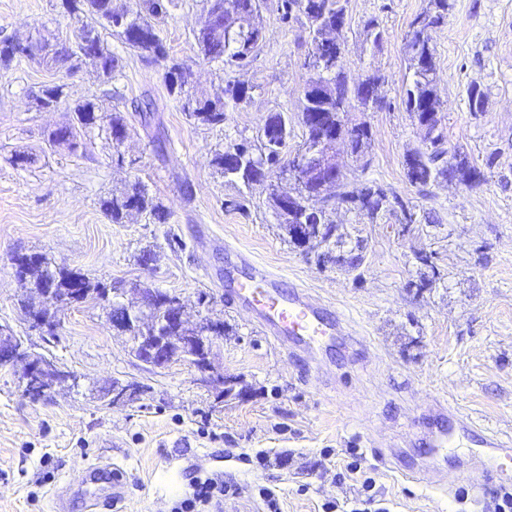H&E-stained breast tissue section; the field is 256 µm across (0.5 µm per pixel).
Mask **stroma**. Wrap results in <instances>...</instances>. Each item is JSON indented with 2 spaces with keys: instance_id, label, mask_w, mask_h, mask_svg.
<instances>
[{
  "instance_id": "35a3bbf8",
  "label": "stroma",
  "mask_w": 512,
  "mask_h": 512,
  "mask_svg": "<svg viewBox=\"0 0 512 512\" xmlns=\"http://www.w3.org/2000/svg\"><path fill=\"white\" fill-rule=\"evenodd\" d=\"M450 4L432 33L437 92L446 148L467 154L483 173L471 187L442 180L421 188L407 176L406 157L423 132L402 103L404 45L427 0L346 4L349 83L375 71L385 77L382 107L345 115L347 125L364 122L372 133L365 160L346 158L347 181L396 192L418 216L405 227L397 213L372 222L337 205L334 221L348 246L360 248L355 270L336 265V247L306 252L289 243L263 188L246 210L229 208L238 187L213 163L226 146L256 141L272 112L295 121L289 148L302 140L296 118L310 76L307 33L285 17L284 0H266L260 48L232 68L196 53L203 0H169L160 35L198 89L220 96L234 80L254 89L249 104L227 107L220 127L183 112L168 92L165 63H145L113 37L108 44L122 64L113 96H104L107 86L89 67L69 74L21 59L0 77V324L82 377L51 401L33 402L17 370L0 367V512H55L57 492L101 459L125 483L114 512H171L205 477L238 486L224 499L234 512H268L262 487L275 491L282 512H322L329 501L337 512H354L369 496L378 512H490L495 486L462 502L449 495L465 485L456 459L440 460L445 484L435 487L403 478L379 455L389 446L416 455L436 438L439 426L426 412L434 397L512 438V0ZM372 20L385 33L377 48L366 37ZM72 27L60 0H0V38L38 32L61 43ZM54 82L67 84L71 98L118 108L129 132L123 144L95 133L85 154L50 146V132L72 115L36 111L30 93ZM475 84L486 93L476 114L468 101ZM145 98L155 105L147 116L135 110ZM134 180L162 203L166 220L143 214L115 224L103 214L101 198ZM146 250L155 255L147 266L139 261ZM30 253L107 286L176 293L189 316L224 320L215 363L249 397L226 398L213 410L214 391L192 367L154 370L138 361L98 304L59 311L55 336L28 331L21 302L33 289L14 259ZM422 254L430 265L419 263ZM255 263L340 311L358 344L324 352L315 365L290 358L224 294L225 272L242 279ZM113 380L149 391L138 403L108 408L92 393ZM353 450L375 480L371 491L344 470Z\"/></svg>"
}]
</instances>
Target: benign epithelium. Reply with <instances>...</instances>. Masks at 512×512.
<instances>
[{"instance_id": "7a95c632", "label": "benign epithelium", "mask_w": 512, "mask_h": 512, "mask_svg": "<svg viewBox=\"0 0 512 512\" xmlns=\"http://www.w3.org/2000/svg\"><path fill=\"white\" fill-rule=\"evenodd\" d=\"M343 133L326 141H318L308 149L281 161L280 178L304 182L314 180L316 191L309 201L326 204L333 199L330 189L343 178V169L336 159L337 146L343 144L352 150V142L360 126H342ZM39 293L54 300L52 308L39 307L37 312L26 311L27 329L41 335H52L59 325L57 312L62 302L53 288H42ZM104 303L109 310V321L114 330L130 335L132 352L137 360L152 369L166 368L177 362H186L198 374L200 384L216 390L213 408L223 406L224 398L246 397L241 381L229 378L217 370L213 348L224 339L221 322L199 315L195 322L186 317L183 303L176 294L153 288H142L139 300L133 305L125 302L124 293L114 288L101 301L88 295L80 303ZM164 305L165 317L155 316L158 305ZM0 366L20 367L23 395L29 400L42 401L53 397L56 388L77 385V375L52 358L34 352L22 342L8 325L0 326ZM143 396L134 382L112 381L96 391L94 398L107 406L128 405Z\"/></svg>"}]
</instances>
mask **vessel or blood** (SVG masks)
I'll return each mask as SVG.
<instances>
[{
  "mask_svg": "<svg viewBox=\"0 0 512 512\" xmlns=\"http://www.w3.org/2000/svg\"><path fill=\"white\" fill-rule=\"evenodd\" d=\"M226 294L235 308L255 319L277 344L309 355L350 334L340 314L328 310L305 289L281 287L278 279L261 267L248 278L227 285ZM430 410L447 419L448 433L431 442L423 452L424 458L454 452L465 438L472 444L473 464L467 471L470 486L481 488L489 477L512 478V441L444 400L433 399ZM84 483L88 487L82 495L85 512H109L125 497L122 474L111 463L89 466Z\"/></svg>",
  "mask_w": 512,
  "mask_h": 512,
  "instance_id": "obj_1",
  "label": "vessel or blood"
}]
</instances>
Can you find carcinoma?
I'll use <instances>...</instances> for the list:
<instances>
[{
	"label": "carcinoma",
	"mask_w": 512,
	"mask_h": 512,
	"mask_svg": "<svg viewBox=\"0 0 512 512\" xmlns=\"http://www.w3.org/2000/svg\"><path fill=\"white\" fill-rule=\"evenodd\" d=\"M346 3L347 0H285L284 5L285 15L304 17L308 30L306 59L312 76L303 88L300 111H319L321 124L329 130L342 125L343 114L354 106L366 112L383 104L380 89L385 82L384 75L374 72L368 76V82L374 86L371 97L364 92V84L349 86L341 53V46L344 45L342 29L336 30V42L331 45L323 42L328 25L337 22L345 25ZM61 8L66 16L74 20L73 30L94 36V47L103 65L101 78L106 83L115 80L120 72L119 59L108 46L109 37L119 39L146 63L166 62L169 59L166 45L154 23L157 17L167 12L164 0H141L139 11L132 14L117 6L114 0H61ZM449 8V0H428L427 7L413 20L411 34L405 42L407 69L411 74L404 90L405 109L418 124L425 123L436 130L434 140L441 143V146L434 148L424 142L407 155L408 178L422 187L440 179L456 180L472 186L480 183L483 177L481 170L461 152L455 155V162L448 161V151L442 146L444 139L439 132L441 101L435 90L432 31L445 23ZM193 36L197 50L204 59L222 61L229 66L256 56L262 40L256 29L229 28L225 13L214 10L205 24L194 30ZM42 48L51 52L53 58L67 66L69 71L84 66V59L74 40L70 39L59 47L46 41ZM189 76L188 69L180 63L173 61L167 66L169 93L182 101L183 111L199 124L221 126L226 120V101L241 107L252 99L254 87L236 83L227 85L225 101L202 96L189 86ZM66 88L65 83L45 85L33 98L37 105L65 104L73 112L74 122L65 131L71 151L86 150L88 138L95 128L106 131L115 144L127 138L128 127L120 112L103 111L94 98L71 101ZM265 127L283 132L286 138L291 135L288 115L283 112L271 113ZM214 164L225 179L251 190L257 185H266L273 169L281 168V149L261 134L257 136L255 144L242 142L227 146L225 152L215 156ZM342 197L349 203V208L365 213L372 221L397 209L404 223L413 224L416 221L415 212L401 197L389 195L386 189L378 185H366L356 193L344 191ZM268 204L278 217L280 226L287 231L289 242L298 247L303 245L311 250L330 243L334 238L339 240L343 237L339 233V226L330 221L325 210L313 213L297 207L282 212L273 201H268ZM101 209L114 224L123 223L134 212H148L159 219L163 215L162 204L149 194L146 185L139 180L102 200ZM307 222L311 224L308 242L302 244L294 237L293 230L295 225ZM14 264L22 269L35 288H62L70 296L95 292L102 298L107 291V286L94 283L77 271L55 265L42 254L19 255L15 257Z\"/></svg>",
	"instance_id": "cac0c4a2"
}]
</instances>
